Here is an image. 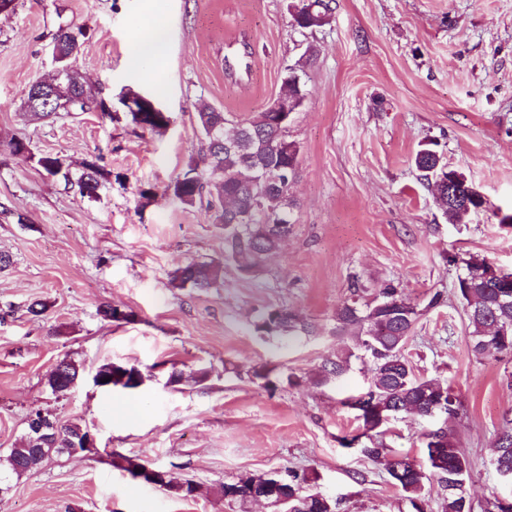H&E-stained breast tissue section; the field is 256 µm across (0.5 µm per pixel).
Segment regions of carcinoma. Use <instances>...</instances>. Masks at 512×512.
<instances>
[{
	"mask_svg": "<svg viewBox=\"0 0 512 512\" xmlns=\"http://www.w3.org/2000/svg\"><path fill=\"white\" fill-rule=\"evenodd\" d=\"M333 0H299L291 5L295 14L304 17L296 27L312 29L319 26V14L331 12ZM83 32L59 28L53 43L55 60L63 68L71 64L83 46ZM54 101L65 112H92L105 109L103 98H92L74 74L64 75L57 81ZM277 117L269 112L233 122L234 143L218 145L208 137L209 130H221L230 119L222 112L203 108L197 112V123L205 134V150L201 161L190 160L186 168L164 188V193L184 207L206 203L212 211L213 222L224 226V261L190 263L175 271L173 280L178 286L208 290L224 283V262L232 263L238 272L247 277L258 274L265 256L275 251L281 241L292 232L293 219L281 223L278 217L291 214L292 203L288 191L274 192L266 189L261 176L270 168H283L292 178L296 175L299 149L279 133ZM7 147L15 154L28 153L37 166L50 176H60L65 185L75 186L81 196L94 198L102 182L111 172L95 161L83 162L77 178L63 159L55 154L30 152L21 138L11 139ZM416 168L430 181L436 198H448V185L438 183L441 177L453 174L443 157L430 146L420 149L414 158ZM483 202H471L470 207L448 205L445 215L450 224H463L467 217ZM466 273L459 279L458 295L464 306L474 351L479 354L512 352V291L506 292L487 276L489 262L470 258L465 262ZM418 311L414 304L403 297L396 288L387 285L380 289L375 300L363 307L350 298L336 309L337 328L342 333L360 337L361 345L369 352L374 381L363 395L344 401L355 410L364 435L381 433V429L405 411L430 415L431 397L445 395L437 414L453 417L458 399L448 385L436 378H418L402 349L411 335ZM256 332L266 336L283 333L290 335L308 331L291 309L279 307L265 311L255 323ZM348 361L330 360L321 366L320 382L326 383L341 376ZM85 367L74 360H62L50 373L47 384L55 394H65L69 385L84 375ZM98 377L110 379L112 388L135 390L142 385L143 374L134 367L113 362L97 367ZM86 426L79 422L61 425L60 441H28L9 449L0 461L4 475L19 476L29 472L52 455L68 453L66 441L79 437ZM426 462L422 465L407 455L386 458V470L394 484L410 501L415 512H424L423 491L426 481L435 476L448 484V496L443 512H473L467 493L471 477L468 458L454 441L451 429L440 427L424 434ZM493 466L501 478L512 482V430H504L497 438L492 456ZM267 477L245 475L234 483H226L219 493L234 496V500H251L253 491L262 487ZM307 477L288 474V503L292 512H336L337 502L321 492L305 487Z\"/></svg>",
	"mask_w": 512,
	"mask_h": 512,
	"instance_id": "1",
	"label": "carcinoma"
}]
</instances>
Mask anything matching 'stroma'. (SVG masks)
<instances>
[{
	"label": "stroma",
	"instance_id": "obj_1",
	"mask_svg": "<svg viewBox=\"0 0 512 512\" xmlns=\"http://www.w3.org/2000/svg\"><path fill=\"white\" fill-rule=\"evenodd\" d=\"M293 0H16L0 13V454L26 436L31 409L81 421L97 438L87 456H56L12 478L0 512H273L218 496L245 474L296 471L337 500L336 512H414L383 463L341 439L358 433L345 398L366 391L373 365L356 337L336 330V309L355 288L370 301L386 284L419 319L403 353L417 376L448 383L453 418L404 413L378 441L388 455L424 460L423 433L450 427L471 462L474 512L512 495L491 464L512 410L511 354H478L456 295L464 259L512 271V0H334L329 22L294 28ZM161 15L169 40L161 68L136 67L133 42ZM86 39L71 66L86 89L115 98L155 97L172 122L141 129L123 112L21 114L29 86L56 73L59 27ZM304 65L307 97L288 138L300 148L289 191L296 222L257 276L225 263L224 285L175 287L192 262L223 261L224 228L203 206L162 190L203 148L196 114L207 105L240 120L282 91L288 65ZM15 137L30 151L13 155ZM433 140L486 208L448 223L414 156ZM97 161L111 170L96 198L81 197L37 169L32 157ZM153 189L145 199L141 190ZM45 303L42 316L29 314ZM112 303L130 323L98 313ZM290 307L312 336H261L266 310ZM349 355L327 384L325 359ZM87 372L106 362L138 366L146 383L106 393L86 379L57 396L46 377L62 359ZM208 373L205 382L191 378ZM182 383L169 382L172 373ZM136 456L174 480L193 479L183 499L113 464Z\"/></svg>",
	"mask_w": 512,
	"mask_h": 512
}]
</instances>
